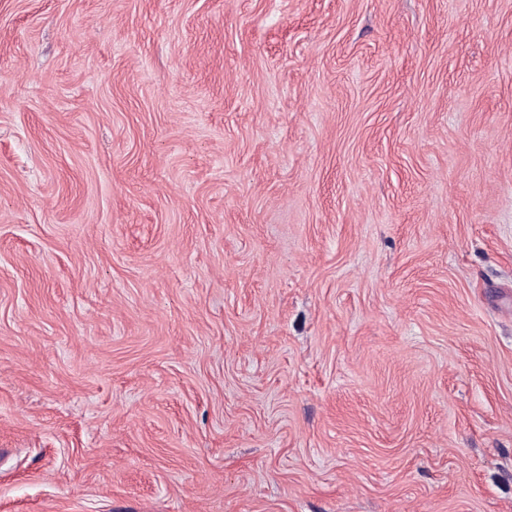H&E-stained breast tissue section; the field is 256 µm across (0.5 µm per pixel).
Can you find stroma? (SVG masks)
<instances>
[{"mask_svg":"<svg viewBox=\"0 0 512 512\" xmlns=\"http://www.w3.org/2000/svg\"><path fill=\"white\" fill-rule=\"evenodd\" d=\"M0 512H512V0H0Z\"/></svg>","mask_w":512,"mask_h":512,"instance_id":"stroma-1","label":"stroma"}]
</instances>
